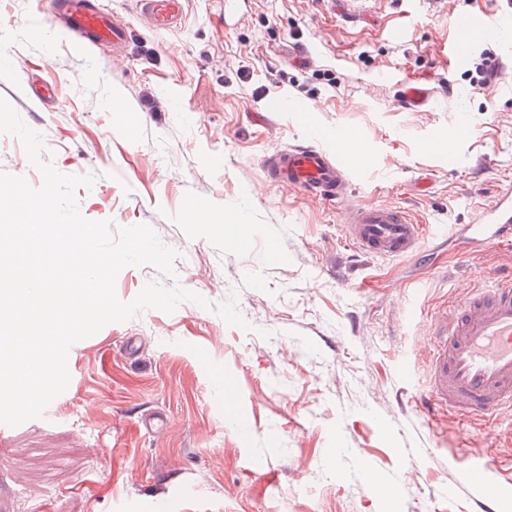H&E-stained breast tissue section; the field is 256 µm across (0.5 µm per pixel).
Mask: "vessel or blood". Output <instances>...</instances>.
<instances>
[{"label":"vessel or blood","mask_w":512,"mask_h":512,"mask_svg":"<svg viewBox=\"0 0 512 512\" xmlns=\"http://www.w3.org/2000/svg\"><path fill=\"white\" fill-rule=\"evenodd\" d=\"M184 4L185 0H137L140 15L156 30L177 27ZM53 9L70 33L92 44L119 50L128 40L127 25L101 13L92 0H54ZM450 25L455 38L448 60L460 66L468 58L474 33L512 37V10L481 23L461 15ZM262 164L289 190L329 202L349 195L351 183L343 166L323 148L293 146L265 156ZM343 228L358 251L367 255L414 259L423 253L425 227L400 207H352ZM505 243H512L511 180L499 184L477 223L464 225L447 241L448 247L461 252ZM450 306L452 315L434 320L426 382L417 401L429 413L443 410L468 422H493L503 409L512 408V278L451 298ZM488 468V463H475L470 476L485 486V512H494L498 489L485 481Z\"/></svg>","instance_id":"1"}]
</instances>
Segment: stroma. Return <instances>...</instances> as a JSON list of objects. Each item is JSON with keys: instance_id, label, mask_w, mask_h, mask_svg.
I'll list each match as a JSON object with an SVG mask.
<instances>
[{"instance_id": "35a3bbf8", "label": "stroma", "mask_w": 512, "mask_h": 512, "mask_svg": "<svg viewBox=\"0 0 512 512\" xmlns=\"http://www.w3.org/2000/svg\"><path fill=\"white\" fill-rule=\"evenodd\" d=\"M93 2L126 23L125 49L47 23L48 0H0V53L12 56L0 96L59 172L96 174L76 190L86 219L148 225L176 251L172 278L124 267L121 301L176 280L236 299L252 329L184 301L73 344L67 390L0 437V512H483L478 489L457 487L461 462L491 456L490 480L512 474V410L464 425L427 418L411 396L431 314L486 272L511 274L512 244L372 258L341 216L401 206L451 233L512 179V41H477L460 67L446 60L449 16L490 17L505 0H238L229 15L224 0H187L169 31L148 27L134 0ZM485 50L497 75L482 89ZM413 80L432 92L418 110L400 102ZM43 84L56 100L31 98ZM278 99L310 110L270 111ZM315 130L327 150L339 130L362 152L347 203L292 192L262 167ZM0 170L42 184L11 135ZM192 203L209 223L187 222ZM240 208L246 225H225ZM219 376L235 386L234 410ZM155 415L165 425L147 431Z\"/></svg>"}]
</instances>
